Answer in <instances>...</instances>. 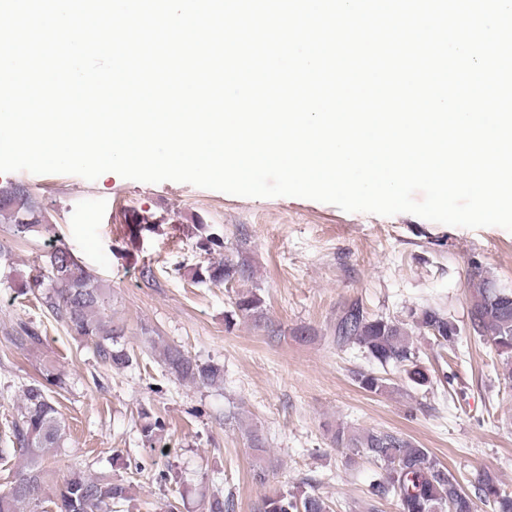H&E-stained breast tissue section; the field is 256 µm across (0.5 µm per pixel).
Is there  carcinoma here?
<instances>
[{
  "instance_id": "obj_1",
  "label": "carcinoma",
  "mask_w": 512,
  "mask_h": 512,
  "mask_svg": "<svg viewBox=\"0 0 512 512\" xmlns=\"http://www.w3.org/2000/svg\"><path fill=\"white\" fill-rule=\"evenodd\" d=\"M0 216L7 219L15 235L32 236L46 224L32 194L22 186L0 188ZM48 272L39 271L21 279L18 294H38L43 306L75 337L90 341L97 356L110 368L124 370L133 363L121 343L123 328L112 324L105 293L97 278L78 264L65 246H56L48 256ZM251 266L243 259H224L200 266L192 272L198 283H230L252 278ZM473 288L467 318L479 338L494 348L498 374L512 385V289L502 288L495 279L474 267ZM264 300L253 290L237 294L234 314L259 321ZM428 331L443 347L453 348L462 335L459 324L439 309L425 308L413 325L385 317H372L356 301L345 304L336 317V346L356 345L380 367H401L416 386L431 384L429 370L418 364L414 332ZM12 342L20 349L40 342L36 332L19 326ZM166 371L177 380L195 387H212L224 380V367L201 362L178 347L162 351ZM364 391L382 394L388 378L376 369L354 372ZM64 376L48 368L23 386L18 418L0 434V458L11 455L24 459L8 485L0 489V512H47L49 502L56 512H112V505L131 499L130 485L106 471L88 474L75 467L64 478L54 498L47 497V460L64 447L66 426L60 418L51 392L64 391ZM140 435L153 448L161 441L165 422L149 411L140 412ZM338 448H351L377 462L382 476L370 484L364 512H379V504L396 502L397 512H478L484 505L492 512H512V492L502 488L489 471L478 473L464 486L446 466L412 439L397 433L338 425L332 436ZM329 506L314 492L297 486L264 496L257 512H328Z\"/></svg>"
}]
</instances>
